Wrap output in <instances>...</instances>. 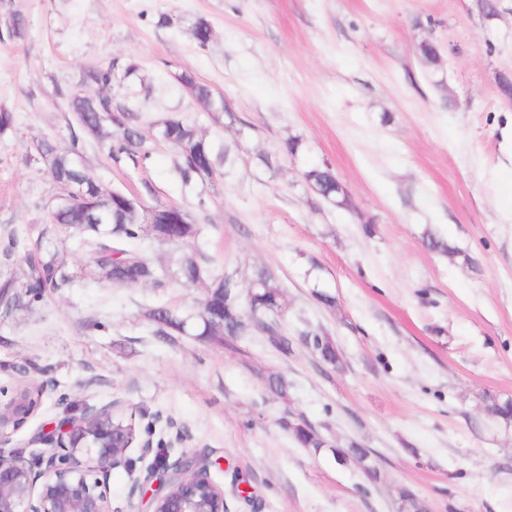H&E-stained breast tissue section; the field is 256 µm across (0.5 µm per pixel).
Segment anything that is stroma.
Masks as SVG:
<instances>
[{
    "label": "stroma",
    "mask_w": 512,
    "mask_h": 512,
    "mask_svg": "<svg viewBox=\"0 0 512 512\" xmlns=\"http://www.w3.org/2000/svg\"><path fill=\"white\" fill-rule=\"evenodd\" d=\"M200 18L212 27L203 49L190 34ZM115 62L136 74L105 90L84 82ZM185 71L226 111L184 90ZM103 91L146 123L183 113L220 157L213 181L185 187L167 145L133 167L87 137L83 162L103 190L198 223L196 241L149 242L145 256L173 269L199 247L212 273L242 282L271 269L292 351L256 333L229 346L159 338L150 309L187 314L204 293L169 277L46 289L0 318V402L19 380L45 387L5 453L32 456L34 433L116 401L138 443L206 463L227 512H397L402 486L429 512H512V421L485 411L486 397L512 398V0H0V108L15 117L0 134V276L24 281L11 244L33 246L49 222L35 206L55 193L36 142L67 145L70 97ZM320 165L341 202L306 184ZM428 231L454 253L429 250ZM309 331L331 337L341 369L320 372ZM270 373L287 377L289 403L266 391ZM289 410L328 448L298 447L279 425ZM352 440L373 450L379 482L337 464L332 447Z\"/></svg>",
    "instance_id": "obj_1"
}]
</instances>
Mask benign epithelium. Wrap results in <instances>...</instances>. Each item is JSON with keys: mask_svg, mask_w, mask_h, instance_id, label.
Segmentation results:
<instances>
[{"mask_svg": "<svg viewBox=\"0 0 512 512\" xmlns=\"http://www.w3.org/2000/svg\"><path fill=\"white\" fill-rule=\"evenodd\" d=\"M117 403L86 406L81 416L64 419L54 431L34 434L43 445L35 463L20 454L0 456V512H112L103 478L130 467L126 451L134 438L111 421ZM30 401L20 395L0 403V444L27 422ZM143 494L151 512H224V489L212 482L207 465L181 456H156L131 495Z\"/></svg>", "mask_w": 512, "mask_h": 512, "instance_id": "benign-epithelium-1", "label": "benign epithelium"}]
</instances>
